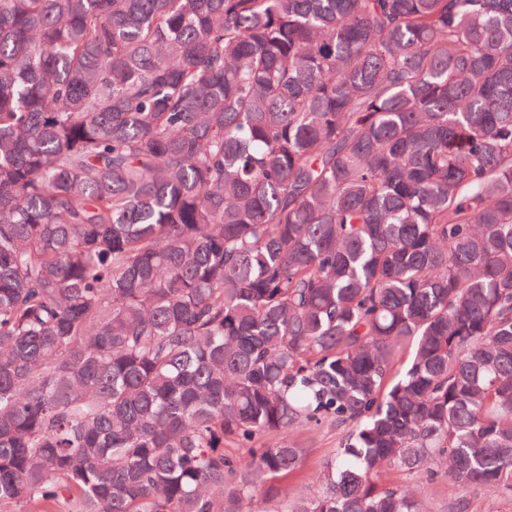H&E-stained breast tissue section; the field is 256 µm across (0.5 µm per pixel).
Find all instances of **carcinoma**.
Returning a JSON list of instances; mask_svg holds the SVG:
<instances>
[{
  "mask_svg": "<svg viewBox=\"0 0 512 512\" xmlns=\"http://www.w3.org/2000/svg\"><path fill=\"white\" fill-rule=\"evenodd\" d=\"M384 467L512 494V0H0V512ZM344 435L342 428L327 424L297 434L296 440L305 449L302 468L298 473L274 482L275 487L281 489L284 494L288 493V498L299 491L312 490L315 474L328 455L340 446Z\"/></svg>",
  "mask_w": 512,
  "mask_h": 512,
  "instance_id": "carcinoma-1",
  "label": "carcinoma"
}]
</instances>
